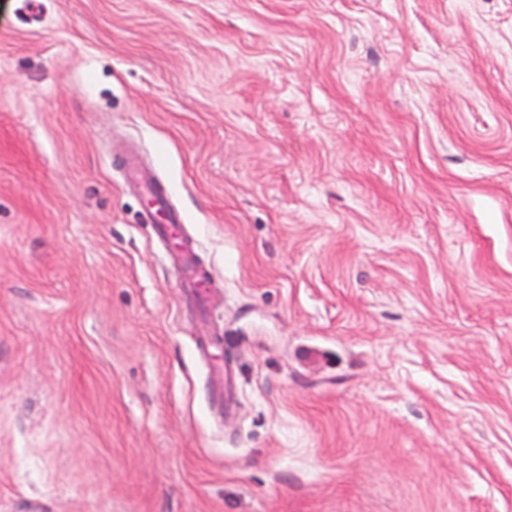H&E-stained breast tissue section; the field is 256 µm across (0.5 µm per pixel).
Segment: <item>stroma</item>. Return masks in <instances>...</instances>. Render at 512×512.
Instances as JSON below:
<instances>
[{"mask_svg":"<svg viewBox=\"0 0 512 512\" xmlns=\"http://www.w3.org/2000/svg\"><path fill=\"white\" fill-rule=\"evenodd\" d=\"M0 512H512V0H0ZM124 159V166L138 174V177L128 180V187L138 196L145 197L149 206L150 217L145 220V223L150 224L153 237L164 245L177 271H179L177 264L179 261L182 269L180 286L184 289L186 297L199 310H205L210 281L207 275L196 269L195 249L192 239L185 232L181 212L170 204L161 183L143 174L137 156L128 154Z\"/></svg>","mask_w":512,"mask_h":512,"instance_id":"obj_1","label":"stroma"}]
</instances>
